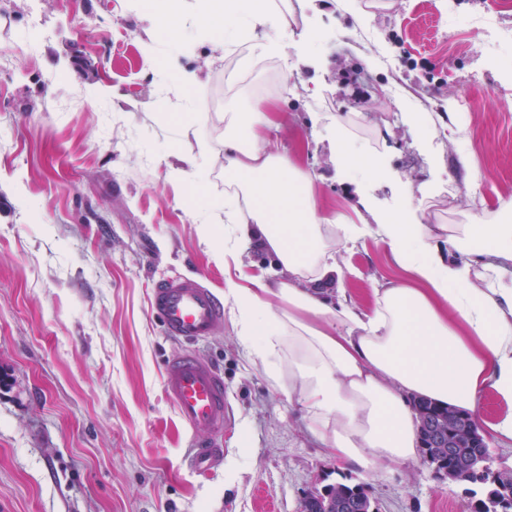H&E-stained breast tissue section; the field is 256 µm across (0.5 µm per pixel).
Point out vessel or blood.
Wrapping results in <instances>:
<instances>
[{
	"label": "vessel or blood",
	"mask_w": 512,
	"mask_h": 512,
	"mask_svg": "<svg viewBox=\"0 0 512 512\" xmlns=\"http://www.w3.org/2000/svg\"><path fill=\"white\" fill-rule=\"evenodd\" d=\"M150 304L166 336L196 343L214 336L224 325V303L198 278H169L155 281ZM163 388L179 418L190 428L206 433H223L229 417L225 413L224 376L194 353L169 358ZM219 449L208 442H195L189 460L198 472L215 467Z\"/></svg>",
	"instance_id": "obj_1"
}]
</instances>
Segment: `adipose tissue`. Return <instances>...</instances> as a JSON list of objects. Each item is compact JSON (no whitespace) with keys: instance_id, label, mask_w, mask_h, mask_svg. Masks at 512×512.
I'll use <instances>...</instances> for the list:
<instances>
[{"instance_id":"1","label":"adipose tissue","mask_w":512,"mask_h":512,"mask_svg":"<svg viewBox=\"0 0 512 512\" xmlns=\"http://www.w3.org/2000/svg\"><path fill=\"white\" fill-rule=\"evenodd\" d=\"M191 16L195 38L223 43L225 23L239 18L269 27L262 52L287 50L265 0H195ZM224 175L251 201L241 238L288 272L275 283L227 281L238 339L336 461L369 470L417 459L414 396L475 415L494 392L506 409L487 433L512 442V201L500 205L502 223L465 225L439 245L409 206L374 227L321 214L310 178L253 132L225 135ZM370 233L403 279L374 289L366 310L345 296L329 301L322 287L343 272L328 236Z\"/></svg>"}]
</instances>
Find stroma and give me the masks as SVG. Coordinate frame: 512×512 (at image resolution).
<instances>
[{
	"mask_svg": "<svg viewBox=\"0 0 512 512\" xmlns=\"http://www.w3.org/2000/svg\"><path fill=\"white\" fill-rule=\"evenodd\" d=\"M416 2L361 0L370 38L344 42L343 0H272L289 49L284 86L263 96L281 124L269 149L297 151L319 206L352 224L356 191L393 217L406 188L431 227L498 223L512 200V40L489 54L476 19L512 29V0H426L418 24ZM266 33L221 47L187 28L167 37L142 0H0V55L12 59L0 71V512H300L343 478L369 486L374 512H470L463 486L425 461L338 463L248 364L229 318L192 350L224 374L230 435L210 474L187 464L198 434L162 387L182 345L163 335L149 286L200 275L220 293L243 271L286 275L256 243L215 263L201 234L206 223L234 236L224 115L258 96ZM22 43L31 53L16 54ZM424 102L422 137L401 113ZM342 123L383 177L337 169ZM187 155L200 165L192 182L173 177ZM331 248L346 275L328 298L367 309L373 288L400 276L375 237Z\"/></svg>",
	"mask_w": 512,
	"mask_h": 512,
	"instance_id": "35a3bbf8",
	"label": "stroma"
}]
</instances>
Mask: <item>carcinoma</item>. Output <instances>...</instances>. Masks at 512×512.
Here are the masks:
<instances>
[{"mask_svg":"<svg viewBox=\"0 0 512 512\" xmlns=\"http://www.w3.org/2000/svg\"><path fill=\"white\" fill-rule=\"evenodd\" d=\"M414 409L431 420L450 412L425 400L416 401ZM443 458L452 470L450 481L471 486L472 512H512V470L495 471L491 450L482 447L480 440L465 448H450ZM371 507L367 486L345 481L330 484L302 502V512H370Z\"/></svg>","mask_w":512,"mask_h":512,"instance_id":"cac0c4a2","label":"carcinoma"}]
</instances>
